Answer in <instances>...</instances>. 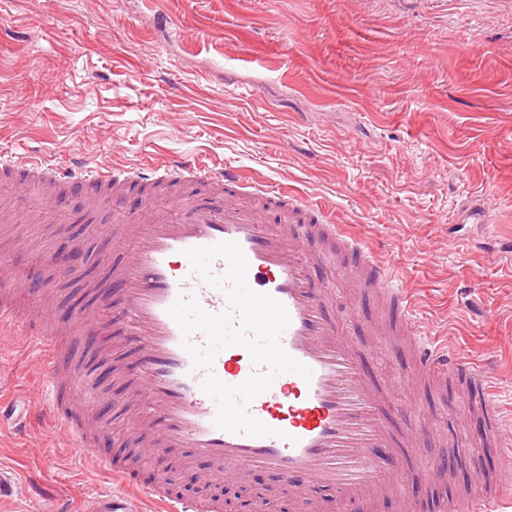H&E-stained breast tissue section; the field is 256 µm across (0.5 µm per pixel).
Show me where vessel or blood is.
<instances>
[{"instance_id": "vessel-or-blood-1", "label": "vessel or blood", "mask_w": 512, "mask_h": 512, "mask_svg": "<svg viewBox=\"0 0 512 512\" xmlns=\"http://www.w3.org/2000/svg\"><path fill=\"white\" fill-rule=\"evenodd\" d=\"M11 166L35 181L67 187H107L135 177L150 182H206L224 190L223 204L177 203L160 217L148 209L138 216L113 210L112 223L129 227L134 255L131 262L111 270L116 302L102 305L75 325L80 333L116 328L126 351L134 354L140 381L133 401L135 412L156 437L147 456H156L161 449L187 448L208 461L211 480L265 470L297 497L311 488L369 494L382 487L381 475L391 463L390 457L381 453L389 445L385 426L352 351L337 341L336 323L324 314L332 299L330 287L313 279L311 262L303 255L307 236L339 234L324 208L279 186L246 182L231 168L210 169L193 159L175 166L152 162L129 171L112 165L86 168L44 155L18 153ZM259 198L295 217L297 228L267 226L262 208L255 204ZM225 241L241 246L248 261L249 286L285 306L290 323L279 342L311 371L307 379L292 372L276 375L270 388L250 403V413L274 428L271 436L230 433L215 426L217 403L203 392V381L212 373L226 384H241L254 371L251 358L244 348L231 346L218 353L212 368L194 366L182 342L187 339L203 347L207 337L200 331L183 337L168 313L182 296L196 297L201 307L213 314L226 309L224 289L205 282L184 255L186 249ZM349 247L360 255L365 271L362 286L379 290L402 310V335H418L395 266L362 252L358 241H351ZM5 323L16 326L43 354L48 413L76 440L94 469L111 471L126 488L124 495L94 503L91 512H140L144 497L162 504L164 512H220L217 503L175 498L159 476L100 455L97 443L103 429L89 426L72 404L71 393L83 380L68 364L49 314L26 317L11 299L0 296V324ZM416 351L420 365L433 376L445 377L459 368L454 353L424 344ZM469 383L475 389L471 406L486 413L488 435L498 441L509 461L500 483L510 485L512 422L504 419L491 397L485 366L474 368ZM438 510L495 512L486 501L468 497L441 501Z\"/></svg>"}]
</instances>
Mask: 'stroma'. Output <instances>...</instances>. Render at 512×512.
I'll list each match as a JSON object with an SVG mask.
<instances>
[{
  "instance_id": "stroma-1",
  "label": "stroma",
  "mask_w": 512,
  "mask_h": 512,
  "mask_svg": "<svg viewBox=\"0 0 512 512\" xmlns=\"http://www.w3.org/2000/svg\"><path fill=\"white\" fill-rule=\"evenodd\" d=\"M26 151L131 168L197 156L319 203L343 238L400 263L424 336L488 364L512 418V0H0V153ZM1 189L30 219L0 223V275L49 276L42 294L76 369L112 370L103 452L118 457L151 434L121 405L137 392L131 360L114 332L88 343L59 308H94L108 287L99 255L123 262L132 249H113L107 210L85 195L65 196L75 224H46L35 215L54 189L0 170ZM65 241L85 243L84 275H49L45 256ZM341 314L388 431L399 439L408 418H427L424 453L443 468L404 459L402 478L385 476L398 489L367 511L312 490L320 512H429V498L497 483L504 458L482 412L444 423L467 404L463 374L433 382L412 338H390L397 308L369 289L337 293L327 315ZM44 373L41 353L0 329V399L43 414L34 429L0 423V512H48L51 493L85 512L124 493L45 415Z\"/></svg>"
}]
</instances>
